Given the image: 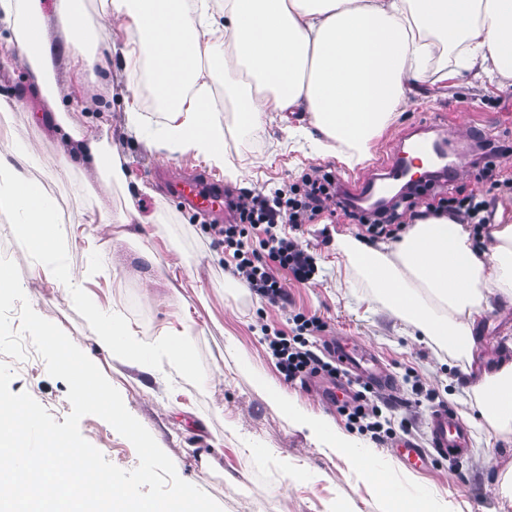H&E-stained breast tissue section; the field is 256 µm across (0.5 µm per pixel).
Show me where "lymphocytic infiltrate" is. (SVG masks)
I'll list each match as a JSON object with an SVG mask.
<instances>
[{
	"instance_id": "f902f5d3",
	"label": "lymphocytic infiltrate",
	"mask_w": 512,
	"mask_h": 512,
	"mask_svg": "<svg viewBox=\"0 0 512 512\" xmlns=\"http://www.w3.org/2000/svg\"><path fill=\"white\" fill-rule=\"evenodd\" d=\"M304 186L303 193L293 197L280 189L270 196L233 198L227 203L233 213V223L210 227L217 243L232 254L235 274L273 305L287 302L282 275L305 282L317 271L312 257L298 240L280 234L279 225L301 227L318 216L327 201L337 195L335 179L328 173L305 177ZM291 321V331L276 329L262 338L285 380L336 376L335 364L315 352L309 341L310 335L321 329L320 319L298 312ZM342 411L351 427L371 434L374 440L380 441L392 434L381 407L365 391H358L355 401L343 405Z\"/></svg>"
}]
</instances>
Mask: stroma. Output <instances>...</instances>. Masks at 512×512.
<instances>
[{"instance_id": "stroma-1", "label": "stroma", "mask_w": 512, "mask_h": 512, "mask_svg": "<svg viewBox=\"0 0 512 512\" xmlns=\"http://www.w3.org/2000/svg\"><path fill=\"white\" fill-rule=\"evenodd\" d=\"M209 80L221 90L215 106L224 126V148L241 168L233 180L225 178L222 169H211L223 179L227 193L266 195L299 183L303 175L326 172L344 189L356 177L375 180L381 174L379 160L392 156L406 138L443 142L451 160L466 162L452 187L485 202L488 226L481 229L479 243L488 244L498 208L512 207V154L494 158L492 176L482 171L484 143L512 147L511 85L490 83L465 71L448 81L426 78L413 84L402 112L373 140L369 158L350 167L310 150L308 136L320 134L310 113L271 114L264 128L254 133L239 128L234 118L238 103L222 91V63L211 66ZM29 85L22 66L0 82V97L20 102L9 120L0 123V149L30 151L29 173L54 200L63 226L80 227L101 208L119 214L129 191L138 193V208L156 219L149 246L157 265L141 262L137 244L122 239L119 224L91 242L64 239L51 263L84 274L89 302L117 310L139 340L154 341L166 324L186 326L194 367L206 379V387L200 389L170 375L162 353L152 363L155 376L151 379L137 367L109 362L94 343L82 312L71 307L55 285L35 274L24 241L5 222H0V257L17 264L35 312L57 324L99 367L183 480L209 494L223 512H386L366 476L357 474L339 453L312 441L256 390L251 375L237 367L234 353L241 350L257 370L282 384L304 407L322 414L337 431L368 448L376 465L406 492L427 491L437 512H512L500 497L498 482L499 474L512 466V441L496 436L490 428L473 427L462 458H437L424 471H409L397 457V438L378 442L349 428L337 406L326 403L317 386L286 382L261 343L262 328H286V313L292 310L323 322V330L315 337L317 347L341 337L367 348L397 384L395 392H378V400L392 405L395 419L410 420V439L420 447L429 445L428 420L433 411L449 407L459 416H476L464 391L468 363L415 335L386 305L371 299L353 266L337 260L336 238L358 235L356 216L331 202L302 226L297 238L313 256L318 271L305 283L283 276L288 306L270 305L249 288L233 289L234 265L226 261L223 247L212 242L211 217L185 208L167 191L169 173L182 172L187 166L203 169L208 167L206 161L191 152L147 149L129 135L123 121L129 103L124 85L94 95L91 108L72 105L67 112L77 125L108 122L113 148L129 159L126 187L114 188L108 198L93 193L98 180L92 173L75 169L55 174L56 134ZM170 262L178 263L182 278L195 280V287L179 286L166 270ZM511 336L512 304L493 301L475 331L474 353L481 358L498 352ZM11 366L15 372L11 392L29 393L56 421H64L71 411L67 382L50 377L36 354L12 361ZM419 393L424 396L420 402L415 399ZM79 429L115 466L137 467L133 445L103 419L85 416Z\"/></svg>"}]
</instances>
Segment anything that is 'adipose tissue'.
Segmentation results:
<instances>
[{
    "instance_id": "adipose-tissue-1",
    "label": "adipose tissue",
    "mask_w": 512,
    "mask_h": 512,
    "mask_svg": "<svg viewBox=\"0 0 512 512\" xmlns=\"http://www.w3.org/2000/svg\"><path fill=\"white\" fill-rule=\"evenodd\" d=\"M107 17L126 23L129 38L121 50L125 76L148 61L151 91L163 106L157 137L148 148L192 152L237 177L224 155V129L212 106L206 66L233 54L250 78L241 92L240 124L258 129L269 112H308L323 133L319 154L353 166L368 159L371 140L407 101L409 83L434 69L437 52L462 49L466 68L485 78L512 81V0H104ZM84 0H0V27L8 31L4 69L23 64L32 92L54 116L63 169L95 173L103 186L123 180V160L108 141V125L78 128L64 118L57 88L47 75L56 55L44 35L47 16L71 29L69 68L84 77L79 106L90 104L98 84L111 83L112 65L104 53L88 50L93 35L84 22ZM22 152H0V215L10 218L38 259L37 273L54 282L64 299L84 308L97 347L110 358L136 366L165 353L183 378H192L188 330L165 326L158 341L134 340V330L112 310L90 304L83 280L60 265L46 264L66 237L56 210L39 181L28 172ZM153 216L134 203L112 216L91 214L80 231L95 239L112 224L123 238L143 240ZM479 250L464 225L446 214L419 220L392 244L368 246L343 237L337 249L361 267L379 300L405 324L449 354L471 358L474 328L491 298L512 303V213L490 231ZM505 358L476 372L471 387L480 417L498 434L512 433V339ZM238 367L251 374L258 391L284 411L309 437L341 451L367 476L387 504V512H429L426 492L409 496L376 468L368 449L337 433L322 415L300 405L275 381L254 372L238 355Z\"/></svg>"
}]
</instances>
